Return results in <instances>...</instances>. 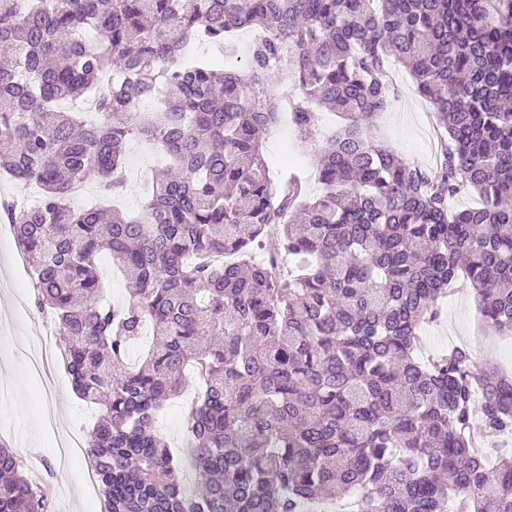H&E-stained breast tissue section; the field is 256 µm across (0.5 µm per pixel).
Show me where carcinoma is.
I'll return each instance as SVG.
<instances>
[{"label": "carcinoma", "mask_w": 512, "mask_h": 512, "mask_svg": "<svg viewBox=\"0 0 512 512\" xmlns=\"http://www.w3.org/2000/svg\"><path fill=\"white\" fill-rule=\"evenodd\" d=\"M247 29L244 76L178 62ZM393 62L435 111L433 170L367 135ZM275 73L297 92L275 93ZM315 104L344 120L322 144ZM285 113L318 196L270 179L263 138ZM137 138L169 160L142 212L74 207L80 180L123 191ZM2 173L41 190L4 216L73 392L99 406L86 446L105 512H448L450 486L454 512H512V449L489 458L468 436L478 393L484 431L512 434V375L465 347L418 355L461 278L487 326L512 330V0H0ZM464 191L481 205L450 211ZM104 247L128 280L120 305L100 300ZM189 368L179 455L155 418ZM0 512H48L47 486L1 446Z\"/></svg>", "instance_id": "cac0c4a2"}]
</instances>
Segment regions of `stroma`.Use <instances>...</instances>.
<instances>
[{"label": "stroma", "instance_id": "stroma-1", "mask_svg": "<svg viewBox=\"0 0 512 512\" xmlns=\"http://www.w3.org/2000/svg\"><path fill=\"white\" fill-rule=\"evenodd\" d=\"M390 77L396 94L386 111L376 118L372 133L405 159L432 166L433 112L417 94L405 67H391ZM126 157L128 169L138 171L139 180L124 188L117 203L124 211L136 212L164 158L156 145L142 140L128 143ZM37 315L30 267L19 253L10 225L0 220V444L9 445L28 460L53 465L54 476L49 481L52 512H104L98 492L83 483L87 466L84 455H77L67 468L56 465L58 442L87 436L96 423L98 410L73 393L58 345H51L45 356V369L54 390H44L40 381L30 376L27 338ZM448 335L482 337L483 343L475 352L477 363L512 372V335L500 336L485 330L478 315V300L470 288L457 287L449 297L447 313L422 336L423 351H434L436 337ZM193 400V390H186L169 400L159 413L158 426L171 448H181L184 442L183 411Z\"/></svg>", "mask_w": 512, "mask_h": 512}]
</instances>
